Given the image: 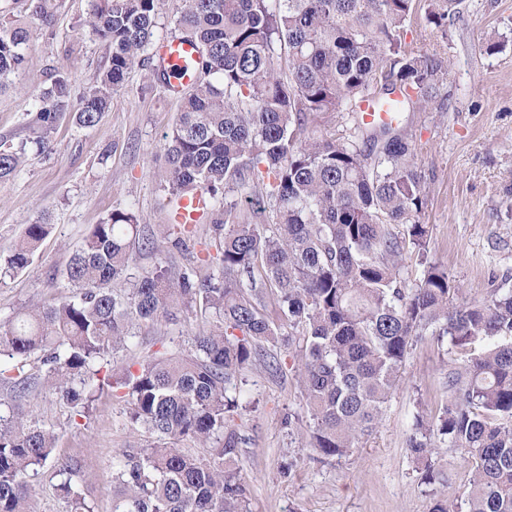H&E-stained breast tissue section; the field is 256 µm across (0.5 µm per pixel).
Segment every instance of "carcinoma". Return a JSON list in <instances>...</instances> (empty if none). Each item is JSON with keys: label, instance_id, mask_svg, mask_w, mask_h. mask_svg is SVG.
<instances>
[{"label": "carcinoma", "instance_id": "carcinoma-1", "mask_svg": "<svg viewBox=\"0 0 512 512\" xmlns=\"http://www.w3.org/2000/svg\"><path fill=\"white\" fill-rule=\"evenodd\" d=\"M454 0H92L82 31L110 48L107 65L76 94L62 72L36 95L32 130L50 148L64 116L93 127L136 67L151 60L163 5L172 38L195 43V82L181 91L164 136L163 179L173 202L202 195L211 224L206 255L191 250L196 225L166 216L167 245L140 241L131 211L94 226L64 274L68 293L0 325V512H28L32 466L59 433L15 411L42 381L74 409L124 390L131 423L156 437L122 454L112 473V512H251L236 467L241 438L238 375L257 360L294 373L311 423L304 446L323 460L348 457L381 420L413 347L427 336L478 353L448 370V404L415 415L406 445L421 481L444 486L440 445L470 457L464 500L434 492L430 512H512V291L471 303L428 258L425 175L401 118L360 120L361 103L400 96L398 112H444L447 57L407 45V26L448 28ZM0 10V84L26 69L33 33L50 31L58 0H12ZM345 112L338 136L319 118ZM25 148L0 140V184ZM50 224L26 225L0 253V279L29 268ZM412 247L420 275L407 285ZM154 256L130 280L136 252ZM210 269L204 277L198 270ZM211 315L187 355L148 353L115 381L101 362L128 348L146 320ZM37 357L38 375L25 372ZM190 438L211 457L183 453ZM70 512H93L66 479Z\"/></svg>", "mask_w": 512, "mask_h": 512}]
</instances>
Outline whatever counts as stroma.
Here are the masks:
<instances>
[{
  "mask_svg": "<svg viewBox=\"0 0 512 512\" xmlns=\"http://www.w3.org/2000/svg\"><path fill=\"white\" fill-rule=\"evenodd\" d=\"M89 7L90 0H61L52 33L35 32L29 69L10 75L0 91V138L17 144L30 137L29 109L46 68L68 70L79 90L106 65L107 45L78 29ZM491 36L501 43L492 55L484 50ZM406 39L445 53L451 63L440 90L446 111L407 113L406 126L426 175L429 256L447 267L466 300L479 303L490 283L512 289V0H460L446 32L416 23ZM177 112V99L164 86L149 85L146 70L136 68L98 125L84 128L67 117L50 150L28 146L21 170L0 184V252L40 215L48 216L51 229L31 267L0 282V323L30 306L61 301L72 254L113 211H133L147 237L161 239L168 198L160 154ZM207 326L191 313L174 323H141L128 349L108 356L107 368L121 371L149 350L190 351L195 333ZM453 359V351L432 338L417 343L373 434L336 462L303 449L287 477L280 466L291 443L282 421L302 406L299 387L291 375L261 362L245 370L233 427L243 439L238 466L252 512H429L431 488L421 484L406 439L416 409L432 415L445 406ZM19 407L60 433L56 448L30 474V512H67L58 491L65 464L75 465L72 482L94 512H112V473L121 452L153 442L132 427L126 402L103 391L74 421L55 391L39 386Z\"/></svg>",
  "mask_w": 512,
  "mask_h": 512,
  "instance_id": "stroma-1",
  "label": "stroma"
}]
</instances>
